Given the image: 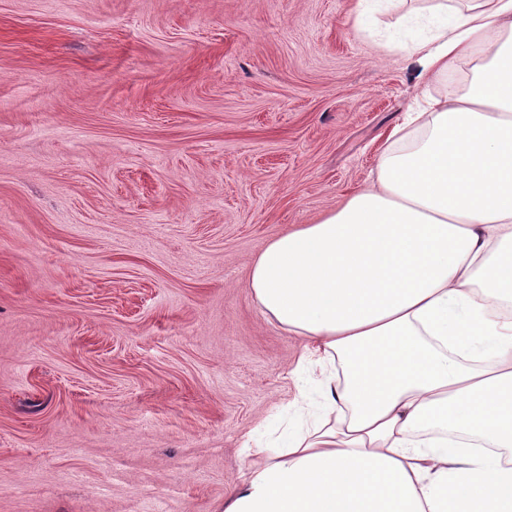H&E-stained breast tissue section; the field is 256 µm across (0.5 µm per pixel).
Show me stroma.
I'll return each mask as SVG.
<instances>
[{"instance_id":"stroma-1","label":"stroma","mask_w":512,"mask_h":512,"mask_svg":"<svg viewBox=\"0 0 512 512\" xmlns=\"http://www.w3.org/2000/svg\"><path fill=\"white\" fill-rule=\"evenodd\" d=\"M359 0H0V512H223L293 417L245 281L413 111Z\"/></svg>"}]
</instances>
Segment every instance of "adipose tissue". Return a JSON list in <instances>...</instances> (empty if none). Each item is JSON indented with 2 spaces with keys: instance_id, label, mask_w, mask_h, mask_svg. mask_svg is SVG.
I'll return each instance as SVG.
<instances>
[{
  "instance_id": "obj_1",
  "label": "adipose tissue",
  "mask_w": 512,
  "mask_h": 512,
  "mask_svg": "<svg viewBox=\"0 0 512 512\" xmlns=\"http://www.w3.org/2000/svg\"><path fill=\"white\" fill-rule=\"evenodd\" d=\"M415 13L422 108L367 186L252 260L323 414L258 449L224 512H512V0Z\"/></svg>"
}]
</instances>
